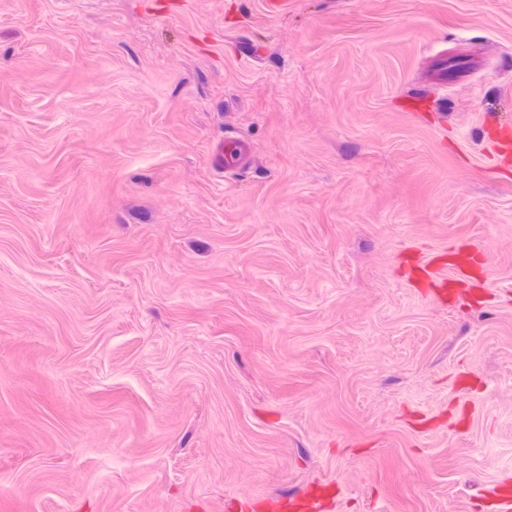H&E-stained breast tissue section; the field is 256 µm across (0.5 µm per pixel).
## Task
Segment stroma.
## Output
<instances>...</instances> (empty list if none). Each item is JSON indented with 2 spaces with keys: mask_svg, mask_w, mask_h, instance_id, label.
Instances as JSON below:
<instances>
[{
  "mask_svg": "<svg viewBox=\"0 0 512 512\" xmlns=\"http://www.w3.org/2000/svg\"><path fill=\"white\" fill-rule=\"evenodd\" d=\"M170 2L0 0V512H497L512 0ZM249 148L246 142L239 137L224 139L214 155L213 163L225 172L243 167L249 159ZM445 259L413 260L411 265L414 278L434 283L438 288H447L448 283L457 288H465L470 279L468 265L453 255H448V262Z\"/></svg>",
  "mask_w": 512,
  "mask_h": 512,
  "instance_id": "1",
  "label": "stroma"
}]
</instances>
